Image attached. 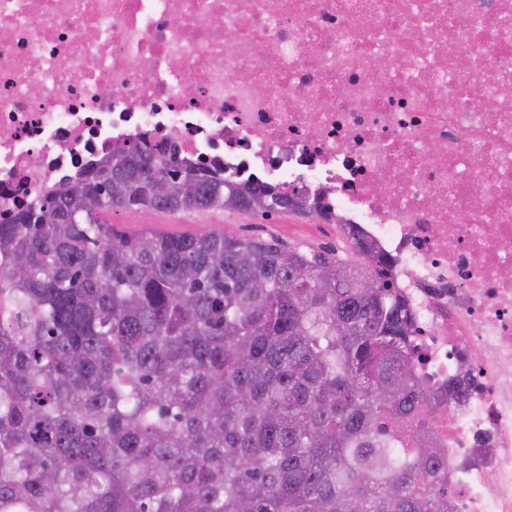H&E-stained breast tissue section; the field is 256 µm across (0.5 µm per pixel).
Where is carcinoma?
<instances>
[{
  "label": "carcinoma",
  "mask_w": 512,
  "mask_h": 512,
  "mask_svg": "<svg viewBox=\"0 0 512 512\" xmlns=\"http://www.w3.org/2000/svg\"><path fill=\"white\" fill-rule=\"evenodd\" d=\"M79 176L0 224V512H449L435 449L390 433L427 396L384 257L120 230L319 211L136 143Z\"/></svg>",
  "instance_id": "1"
}]
</instances>
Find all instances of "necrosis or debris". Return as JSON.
I'll return each mask as SVG.
<instances>
[{
  "label": "necrosis or debris",
  "instance_id": "obj_1",
  "mask_svg": "<svg viewBox=\"0 0 512 512\" xmlns=\"http://www.w3.org/2000/svg\"><path fill=\"white\" fill-rule=\"evenodd\" d=\"M506 86L512 0H0V222L133 142L318 200L410 307L453 512H512Z\"/></svg>",
  "mask_w": 512,
  "mask_h": 512
}]
</instances>
